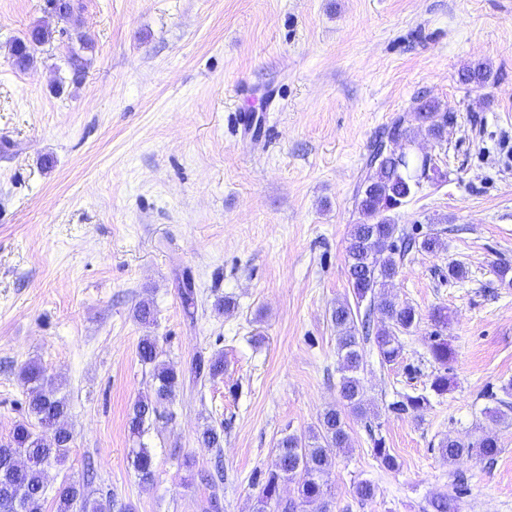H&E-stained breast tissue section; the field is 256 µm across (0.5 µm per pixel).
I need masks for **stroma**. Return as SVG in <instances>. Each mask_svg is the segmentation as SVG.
Segmentation results:
<instances>
[{
	"label": "stroma",
	"instance_id": "obj_1",
	"mask_svg": "<svg viewBox=\"0 0 512 512\" xmlns=\"http://www.w3.org/2000/svg\"><path fill=\"white\" fill-rule=\"evenodd\" d=\"M43 5L0 0V439L24 415L19 371L35 361L70 404L71 450L47 469L49 491L89 462L93 499L202 512L208 492L183 461L219 460L223 512H253L279 439L338 403L330 313L352 294L355 191L374 137L426 98L448 113L442 140L415 132L442 176L393 217L441 246L406 255L388 291L421 320L395 365L365 344L373 415L349 418L328 498L332 512H423L462 479L457 512H512V408L485 415L486 391L512 382V288L494 272L512 265V0H80L69 26L94 49L78 84L61 38L26 71L9 63L29 26H57ZM475 63L491 70L479 88L459 80ZM238 112L265 121L245 131ZM452 262L464 279L449 278ZM142 301L152 325L133 316ZM437 306L449 316L448 392L420 416L395 414L397 395L439 370ZM146 335L185 376L138 441L127 413L151 391L137 354ZM217 352L223 375L188 376ZM208 424L220 447L198 441ZM482 431L501 444L493 461L456 466L438 451ZM377 438L398 469L374 458ZM140 442L154 455L149 483L130 461ZM361 480L374 499L355 497Z\"/></svg>",
	"mask_w": 512,
	"mask_h": 512
}]
</instances>
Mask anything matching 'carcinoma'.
I'll return each mask as SVG.
<instances>
[{"label": "carcinoma", "instance_id": "1", "mask_svg": "<svg viewBox=\"0 0 512 512\" xmlns=\"http://www.w3.org/2000/svg\"><path fill=\"white\" fill-rule=\"evenodd\" d=\"M75 4L69 0H45L44 12L67 22L73 16ZM60 35L79 49L92 48V40L85 33L62 28ZM53 31L43 24L31 26L10 48L14 69L25 71L35 62L38 48L52 39ZM464 84L482 85L488 71L481 65L467 67L459 75ZM413 120L426 127L437 139L448 127V113L441 111L432 101H426L413 113ZM399 134L406 144L415 142L414 131L406 119L398 118L392 126L370 145L366 173L356 195L355 209L360 220L352 225L347 246L348 280L353 299L336 301L331 311V322L336 327V352L341 377L339 394L341 405L326 409L317 426L308 435H287L277 444L275 467L264 474L256 496L254 512H299L308 503L322 502L327 508L328 479L335 454L350 447L346 418L349 415L366 418L370 409L364 404V385L361 374L365 368L362 343L371 339L380 363L393 365L402 356L399 334L416 327L420 314L408 303H397L387 297L388 288L400 274V262L405 253L416 247L432 252L439 247L438 237L428 234L422 239L398 234L390 213L406 205L421 187L420 178L430 159L411 150L404 153L389 152L386 141ZM369 301V309L361 310ZM436 330L428 346L434 363L446 368L452 358V349L443 331L448 328V308L437 307L430 314ZM139 360L151 366L153 393L138 397L128 413V430L133 437H141L145 425L160 415V408L169 402L182 373L161 359L156 338L143 336L137 345ZM191 372L198 380L214 379L224 373V354L218 352L210 358L196 360ZM19 378L28 387L25 417L14 424L8 439L0 440V512H44L47 500L45 468L62 465L69 457L72 435L67 426L70 410L61 387L46 375L37 362L26 363ZM448 373H437L429 387L413 394L403 393L389 405L395 413L418 414L431 405V397L448 392ZM374 457L388 470L398 468L397 457L386 448L382 440L373 442ZM439 452L448 464L458 465L472 459L492 460L500 453L498 438L489 434L472 440L448 438L440 442ZM132 465L139 479L150 482L154 478V458L145 444L133 451ZM201 480L211 489L208 509L220 512V482L213 475ZM295 483V497L284 499L280 486ZM56 512H130V508L117 502L103 503L92 500L85 485L68 482L55 497Z\"/></svg>", "mask_w": 512, "mask_h": 512}]
</instances>
